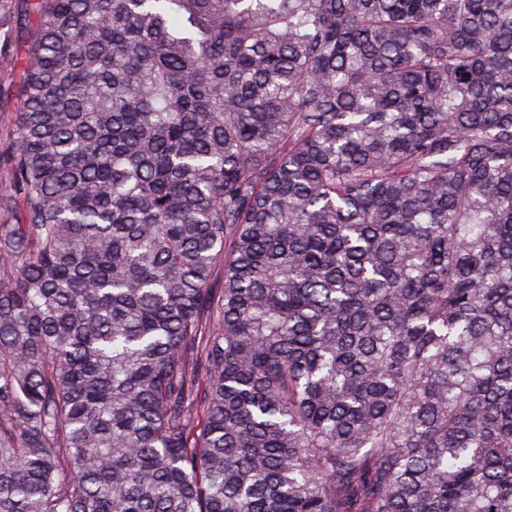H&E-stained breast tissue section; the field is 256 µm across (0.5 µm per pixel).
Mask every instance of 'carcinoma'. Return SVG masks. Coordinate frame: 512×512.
<instances>
[{
  "mask_svg": "<svg viewBox=\"0 0 512 512\" xmlns=\"http://www.w3.org/2000/svg\"><path fill=\"white\" fill-rule=\"evenodd\" d=\"M28 9L0 512H512V0Z\"/></svg>",
  "mask_w": 512,
  "mask_h": 512,
  "instance_id": "cac0c4a2",
  "label": "carcinoma"
}]
</instances>
